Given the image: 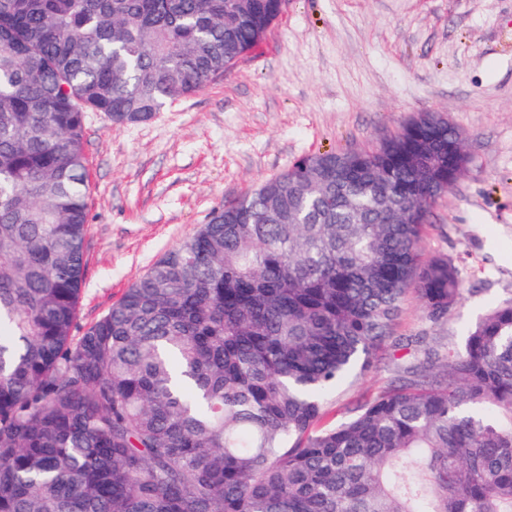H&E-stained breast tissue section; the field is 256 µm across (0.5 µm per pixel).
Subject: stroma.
I'll return each instance as SVG.
<instances>
[{
	"label": "stroma",
	"mask_w": 512,
	"mask_h": 512,
	"mask_svg": "<svg viewBox=\"0 0 512 512\" xmlns=\"http://www.w3.org/2000/svg\"><path fill=\"white\" fill-rule=\"evenodd\" d=\"M427 111L448 118L472 158L421 244L422 260L457 269L463 294L438 322L409 294L397 333L462 346L512 301V0H286L260 44L148 121L87 113L78 330L225 203L301 157L374 147ZM413 357L395 351L391 366L343 383L328 420L349 417Z\"/></svg>",
	"instance_id": "35a3bbf8"
}]
</instances>
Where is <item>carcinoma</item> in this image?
I'll return each mask as SVG.
<instances>
[{"label":"carcinoma","instance_id":"obj_1","mask_svg":"<svg viewBox=\"0 0 512 512\" xmlns=\"http://www.w3.org/2000/svg\"><path fill=\"white\" fill-rule=\"evenodd\" d=\"M280 0H0V512H512V302L356 414L324 399L463 288L422 230L445 121L315 153L213 213L73 331L85 113L146 121L259 44Z\"/></svg>","mask_w":512,"mask_h":512}]
</instances>
